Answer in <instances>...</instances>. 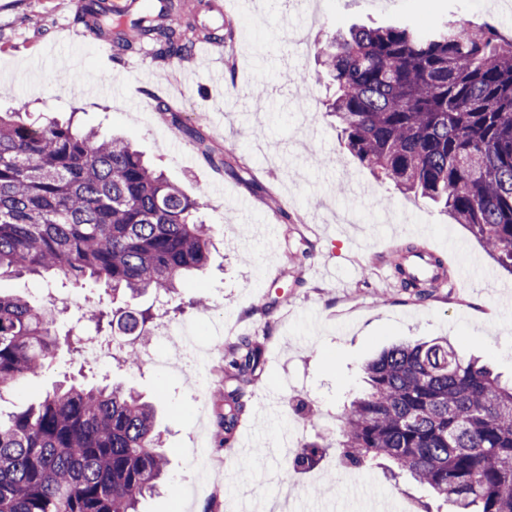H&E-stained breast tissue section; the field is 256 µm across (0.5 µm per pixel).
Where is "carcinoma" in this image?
<instances>
[{"label": "carcinoma", "instance_id": "carcinoma-1", "mask_svg": "<svg viewBox=\"0 0 512 512\" xmlns=\"http://www.w3.org/2000/svg\"><path fill=\"white\" fill-rule=\"evenodd\" d=\"M76 22L109 38L116 61L146 48L184 59L194 47L177 0H147L124 14L85 0ZM310 53L336 85L327 111L349 152L402 191L442 203L512 273V38L450 16L353 29ZM170 117L209 165L228 166ZM197 209L123 138L0 114V275L52 272L114 296L151 290L171 302L208 261L213 230ZM418 253L405 248L394 274L422 301L435 285L407 269ZM105 317L95 306L80 321L99 333L114 327ZM151 319L146 309L118 324L145 336ZM55 320L52 306L0 294V394L83 341L59 334ZM263 364L249 337L225 355L223 380L234 386L218 395L217 447L232 444L245 389ZM364 371L368 393L337 416L345 467L383 458L453 512H512V385L446 341L395 345ZM156 416L153 403L121 385L61 384L0 417V512H138L167 464ZM321 450L303 446L288 471L314 467Z\"/></svg>", "mask_w": 512, "mask_h": 512}]
</instances>
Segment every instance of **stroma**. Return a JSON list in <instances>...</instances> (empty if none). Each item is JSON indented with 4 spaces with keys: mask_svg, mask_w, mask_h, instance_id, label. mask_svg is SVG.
<instances>
[{
    "mask_svg": "<svg viewBox=\"0 0 512 512\" xmlns=\"http://www.w3.org/2000/svg\"><path fill=\"white\" fill-rule=\"evenodd\" d=\"M82 0H0V112L73 119L129 140L187 194L201 196L199 219L214 229L206 268L188 277L172 321L197 325L193 348L143 345L137 367L84 361L61 350L42 375L0 394V412L26 408L67 378L91 386L103 376L159 398L157 420L169 459L159 490L140 512H265L288 475V512H354L379 499L391 512L434 503L432 490L410 475L391 478L385 466L345 468L334 421L365 386V363L394 343L448 340L512 382V274L441 206L379 180L343 146L336 119L323 103L332 94L313 56L298 51L352 25L383 26L448 15L474 25L493 23L512 36L505 0H319V19L306 24L301 0L224 4L231 41L213 63L191 56L159 60L151 51L121 62L97 43L62 34ZM308 80L292 81L296 70ZM122 83L112 93L104 77ZM167 87V104L205 142L225 155L220 174L196 143L175 135L158 111L142 109L131 90ZM313 104L308 119L305 104ZM443 256L444 281L419 301L397 288L392 261L406 245ZM70 309L66 332L86 304L115 312L146 309L153 293L123 302L92 284L57 288ZM248 336L264 351L262 372L248 388L249 412L239 434L251 445L213 450L219 481L197 484L196 437L213 432L200 413V362L218 382L225 351ZM323 448L317 465L287 474L301 445Z\"/></svg>",
    "mask_w": 512,
    "mask_h": 512,
    "instance_id": "1",
    "label": "stroma"
}]
</instances>
